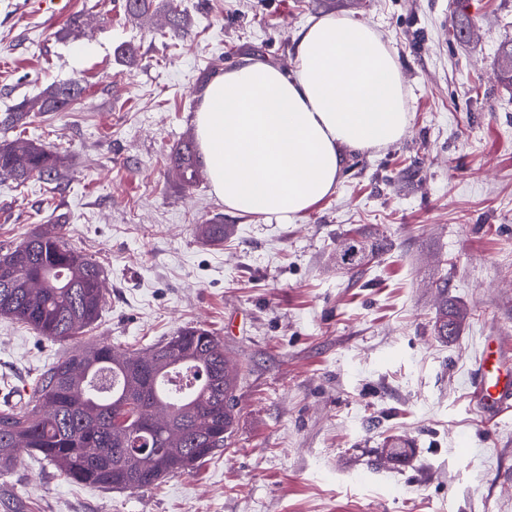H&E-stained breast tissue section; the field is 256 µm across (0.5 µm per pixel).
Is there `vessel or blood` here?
Listing matches in <instances>:
<instances>
[{"label":"vessel or blood","mask_w":512,"mask_h":512,"mask_svg":"<svg viewBox=\"0 0 512 512\" xmlns=\"http://www.w3.org/2000/svg\"><path fill=\"white\" fill-rule=\"evenodd\" d=\"M511 357L512 345L500 338L484 346L478 361L473 402L495 421L512 413V388L501 380V367Z\"/></svg>","instance_id":"1"}]
</instances>
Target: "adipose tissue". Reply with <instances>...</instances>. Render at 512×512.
Wrapping results in <instances>:
<instances>
[{"mask_svg": "<svg viewBox=\"0 0 512 512\" xmlns=\"http://www.w3.org/2000/svg\"><path fill=\"white\" fill-rule=\"evenodd\" d=\"M195 123L225 207L289 218L334 192L344 155L399 141L410 114L398 62L374 29L327 15L296 34L292 74L249 62L216 76Z\"/></svg>", "mask_w": 512, "mask_h": 512, "instance_id": "ef3b65f1", "label": "adipose tissue"}]
</instances>
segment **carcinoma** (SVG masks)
Listing matches in <instances>:
<instances>
[{
    "label": "carcinoma",
    "mask_w": 512,
    "mask_h": 512,
    "mask_svg": "<svg viewBox=\"0 0 512 512\" xmlns=\"http://www.w3.org/2000/svg\"><path fill=\"white\" fill-rule=\"evenodd\" d=\"M499 81L512 87V39L500 43ZM77 81L51 85L38 99L43 112H62L81 94ZM22 109L7 112L0 128L27 124ZM183 181L192 184L198 159L191 147L173 156ZM0 175L16 184L34 178H60V158L51 147L28 139L0 146ZM53 224L35 230L17 245L0 249V318L22 322L54 341L82 334L101 316L105 276L99 265L76 250ZM210 242H222L231 224H201ZM366 247L352 240L343 263L358 267ZM468 317L464 307L443 300L434 325L443 340L456 335ZM194 369L195 384L173 391L168 379L178 368ZM240 368L224 355V343L204 328L191 327L149 347L118 352L99 342L69 353L43 374L19 410L0 409V474L14 466L19 451L52 464L68 480L124 489L155 486L191 471L232 436ZM152 419L166 451L154 453V442L137 448L141 417Z\"/></svg>",
    "instance_id": "carcinoma-1"
}]
</instances>
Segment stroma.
<instances>
[{"label":"stroma","instance_id":"1","mask_svg":"<svg viewBox=\"0 0 512 512\" xmlns=\"http://www.w3.org/2000/svg\"><path fill=\"white\" fill-rule=\"evenodd\" d=\"M124 2L54 16L0 0V114L54 83L84 88L66 111L31 110L26 136L57 151L62 176L0 177V248L61 218L106 278L101 318L67 345L0 319V401L23 403L67 350L202 327L241 368L235 428L192 472L138 490L21 453L0 512H512V418L471 403L486 337L512 339V89L494 66L512 0H180L176 34L168 0L145 16ZM329 14L366 22L396 57L403 138L348 155L335 192L289 219L179 181L171 159L197 143L208 81L247 58L292 70L296 33ZM218 222L234 227L224 242L199 236ZM355 230L370 252L352 269ZM444 298L469 311L447 342Z\"/></svg>","mask_w":512,"mask_h":512}]
</instances>
